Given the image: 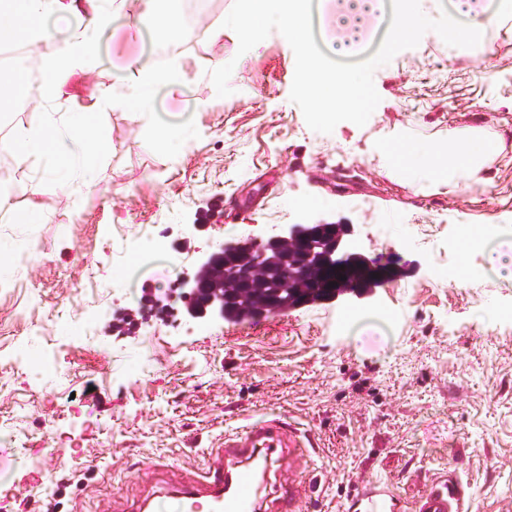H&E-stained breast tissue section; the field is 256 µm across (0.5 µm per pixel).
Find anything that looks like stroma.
Returning <instances> with one entry per match:
<instances>
[{
  "label": "stroma",
  "mask_w": 512,
  "mask_h": 512,
  "mask_svg": "<svg viewBox=\"0 0 512 512\" xmlns=\"http://www.w3.org/2000/svg\"><path fill=\"white\" fill-rule=\"evenodd\" d=\"M204 38H184L178 93L145 112L122 67L150 57L160 32L104 39L60 95L39 85L0 122L14 136L41 114L88 112L101 140L91 187L60 188L66 145L29 165L0 153V473L7 512H124L158 488L150 467L201 472L225 428L288 415L312 448L279 472L310 486L301 512H339L357 484L384 480L415 500L452 475L472 512H512V279L470 239L512 234V0H490L502 26L451 50L457 21L425 0L424 25L396 39L371 30L360 51L327 57L361 71V118L310 109L297 53L275 28L242 37L222 0ZM189 139L161 143L163 119ZM504 135L505 157L455 190L440 171L411 182L379 151L400 131L442 149L452 126ZM37 193H30V186ZM33 223L24 218L31 211ZM344 221L359 249L396 253L395 282L359 298L233 322L187 315L183 274L220 243L289 224ZM165 249L143 291L128 281L143 231Z\"/></svg>",
  "instance_id": "obj_1"
}]
</instances>
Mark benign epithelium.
Masks as SVG:
<instances>
[{"label":"benign epithelium","mask_w":512,"mask_h":512,"mask_svg":"<svg viewBox=\"0 0 512 512\" xmlns=\"http://www.w3.org/2000/svg\"><path fill=\"white\" fill-rule=\"evenodd\" d=\"M350 224L318 222L290 224L266 239L226 241L206 254L200 267L207 278L194 274L183 279L181 298L192 318L207 315L224 317V310L246 300L254 282L276 274L274 287L283 290L312 274L330 277L333 287L320 297H305L298 306L332 303L352 294L363 296L368 290L397 279L403 267L391 256L369 257L355 251L348 240ZM236 258V268L224 292L216 289L215 279L224 278V257Z\"/></svg>","instance_id":"7a95c632"}]
</instances>
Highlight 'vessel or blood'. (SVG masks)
<instances>
[{
    "instance_id": "b4317fda",
    "label": "vessel or blood",
    "mask_w": 512,
    "mask_h": 512,
    "mask_svg": "<svg viewBox=\"0 0 512 512\" xmlns=\"http://www.w3.org/2000/svg\"><path fill=\"white\" fill-rule=\"evenodd\" d=\"M310 442L287 417L275 415L225 431L224 447L213 464L191 481L166 486L164 493L187 503L190 512H295L305 496L301 482H275L273 498L260 493L257 471H270L288 456L304 458ZM358 512H470L457 478L443 476L412 503L402 502L387 482L358 486L351 498Z\"/></svg>"
}]
</instances>
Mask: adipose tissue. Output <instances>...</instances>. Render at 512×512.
<instances>
[{
    "mask_svg": "<svg viewBox=\"0 0 512 512\" xmlns=\"http://www.w3.org/2000/svg\"><path fill=\"white\" fill-rule=\"evenodd\" d=\"M101 2L96 19L86 22L82 20L75 0H0V36H12L33 45L52 38V31L44 25L46 19L65 23L69 35L58 50L56 62L40 63L32 69L33 74L45 78L50 90L60 91L66 75L84 61L97 57L102 29L121 17V10L114 7L113 0ZM142 5L132 23L134 30L154 27L160 21L169 42L177 44L183 40L185 29L180 0H166V11L162 14L157 11V0H142ZM321 6L336 14L340 33L338 51L342 54L355 51L361 21L384 18L383 0H322ZM453 8L457 14L469 19L467 26L449 27L446 38L453 49L465 47L479 29L494 27L499 20L498 13L481 7L479 0H454ZM306 19V0H239V8L228 23L242 31H255L265 25L279 28L289 46L300 52L297 71L310 78L308 94L320 116H331L340 100L349 107H357L363 90L362 77L339 76L325 71L318 57L304 52ZM127 70L139 101L146 108L150 107L158 86L166 85L174 91L180 86L175 72L160 75L144 59H134ZM89 118L86 112L63 113L60 122L38 124L13 137L1 138L0 150L11 153L23 165L62 138H69L68 159L57 170L55 179L63 189L76 183L90 185L91 138L84 131ZM448 145L450 159L441 173L443 184L451 188L456 186L458 176L479 178L487 163L504 149L502 140L471 126L449 128Z\"/></svg>",
    "mask_w": 512,
    "mask_h": 512,
    "instance_id": "adipose-tissue-1",
    "label": "adipose tissue"
}]
</instances>
